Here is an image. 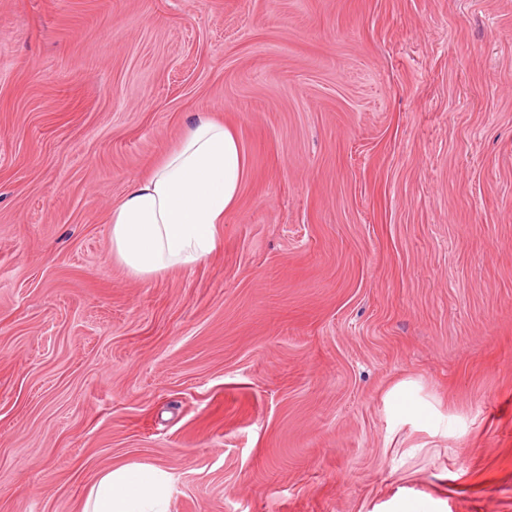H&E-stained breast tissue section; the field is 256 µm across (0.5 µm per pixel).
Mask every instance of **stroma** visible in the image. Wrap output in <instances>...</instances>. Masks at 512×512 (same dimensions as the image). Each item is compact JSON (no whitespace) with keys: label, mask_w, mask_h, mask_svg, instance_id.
Returning <instances> with one entry per match:
<instances>
[{"label":"stroma","mask_w":512,"mask_h":512,"mask_svg":"<svg viewBox=\"0 0 512 512\" xmlns=\"http://www.w3.org/2000/svg\"><path fill=\"white\" fill-rule=\"evenodd\" d=\"M201 113L223 242L131 276L112 206ZM133 463L171 512H512V0H0V512Z\"/></svg>","instance_id":"1"}]
</instances>
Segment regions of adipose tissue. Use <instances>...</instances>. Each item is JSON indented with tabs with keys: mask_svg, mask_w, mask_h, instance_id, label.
<instances>
[{
	"mask_svg": "<svg viewBox=\"0 0 512 512\" xmlns=\"http://www.w3.org/2000/svg\"><path fill=\"white\" fill-rule=\"evenodd\" d=\"M246 163L234 132L198 114L142 178L130 181L110 215L113 256L133 276L191 268L221 243L225 212L237 203ZM172 477L151 465L100 472L82 512H169Z\"/></svg>",
	"mask_w": 512,
	"mask_h": 512,
	"instance_id": "obj_1",
	"label": "adipose tissue"
}]
</instances>
